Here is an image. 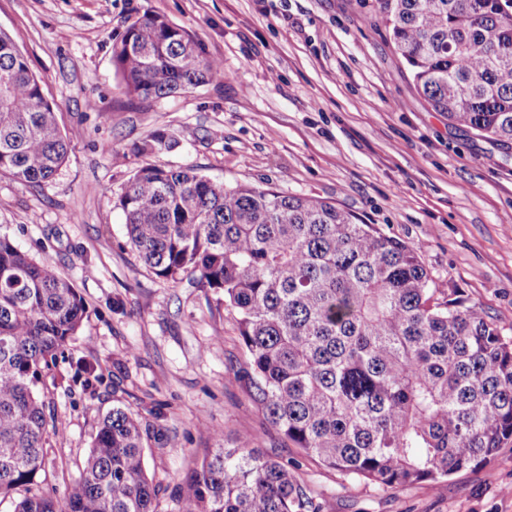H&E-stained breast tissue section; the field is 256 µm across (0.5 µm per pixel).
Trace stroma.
I'll list each match as a JSON object with an SVG mask.
<instances>
[{"mask_svg":"<svg viewBox=\"0 0 512 512\" xmlns=\"http://www.w3.org/2000/svg\"><path fill=\"white\" fill-rule=\"evenodd\" d=\"M374 0H0L8 34L41 79L70 141L38 188L0 176V231L51 262L87 313L50 393L49 483L64 497L113 406L169 439L146 445L157 512L209 448L295 462L322 512H512V441L440 487L382 490L284 447L232 372L245 360L220 295L156 278L127 243L115 205L133 170L194 167L218 182L324 199L419 247L435 279L512 334V146L449 125L418 93ZM146 13L187 31L224 76L148 103L129 98L112 45ZM195 136L186 141L184 129ZM177 140L150 151L153 135ZM96 364L94 394L70 383Z\"/></svg>","mask_w":512,"mask_h":512,"instance_id":"1","label":"stroma"}]
</instances>
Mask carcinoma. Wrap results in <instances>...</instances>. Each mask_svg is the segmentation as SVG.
<instances>
[{
    "label": "carcinoma",
    "instance_id": "obj_1",
    "mask_svg": "<svg viewBox=\"0 0 512 512\" xmlns=\"http://www.w3.org/2000/svg\"><path fill=\"white\" fill-rule=\"evenodd\" d=\"M512 0H376L418 91L448 124L512 143ZM127 96L155 100L221 78L194 39L145 13L112 46ZM69 140L40 79L0 33V175L51 181ZM128 243L157 278H193L224 297L245 367L234 372L289 444L351 480L382 488L476 468L512 439V336L456 288H441L417 249L336 204L215 182L148 164L116 200ZM86 317L74 285L0 231V502L12 512H156L144 464L149 425L115 406L63 502L40 481L44 400ZM85 392L103 383L76 363ZM215 448L191 470L181 512H320L289 463Z\"/></svg>",
    "mask_w": 512,
    "mask_h": 512
}]
</instances>
